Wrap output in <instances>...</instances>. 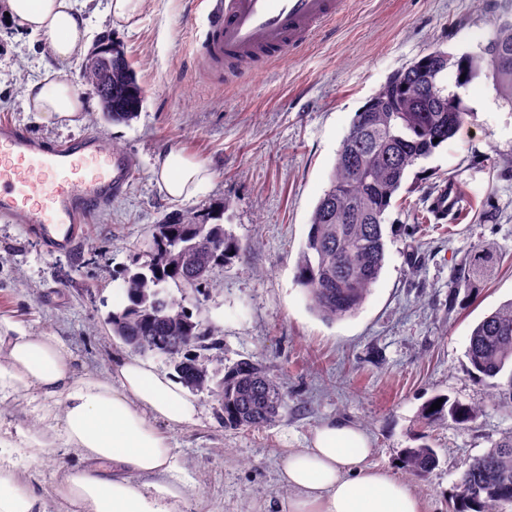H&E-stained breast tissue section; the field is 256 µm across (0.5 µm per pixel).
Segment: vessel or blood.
<instances>
[{
  "label": "vessel or blood",
  "mask_w": 512,
  "mask_h": 512,
  "mask_svg": "<svg viewBox=\"0 0 512 512\" xmlns=\"http://www.w3.org/2000/svg\"><path fill=\"white\" fill-rule=\"evenodd\" d=\"M344 0H210L199 55L215 69L248 71L306 43L339 15ZM131 164L125 154L88 139L49 144L29 130L0 126V217L22 225L49 251L76 252L80 219L111 204L126 189ZM457 189L431 199L436 214L455 213Z\"/></svg>",
  "instance_id": "b4317fda"
}]
</instances>
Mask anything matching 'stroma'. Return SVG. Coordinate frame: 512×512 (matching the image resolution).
Listing matches in <instances>:
<instances>
[{
  "instance_id": "stroma-1",
  "label": "stroma",
  "mask_w": 512,
  "mask_h": 512,
  "mask_svg": "<svg viewBox=\"0 0 512 512\" xmlns=\"http://www.w3.org/2000/svg\"><path fill=\"white\" fill-rule=\"evenodd\" d=\"M207 15V0H145L118 32L144 93L127 124L103 119L98 95L81 81V59L67 70L80 80L88 112L69 125L26 111L24 87L44 77L47 59L36 37L0 23V124L49 143L94 136L135 162L126 192L91 215L76 252L48 251L0 219V318L52 333L78 374L106 376L131 353L106 324L126 304L117 268L164 217L223 209L240 250L217 270L222 288L203 309L222 332L225 363L265 362L287 378L290 398L267 427L233 430L217 402L197 394L200 422L171 434L191 497L212 512H264L284 497V452L306 447L315 427L336 418L369 434L373 463L407 483L425 512H448L466 463L512 433V411L498 407L496 388L470 373L466 357L473 327L512 300V107L492 81L482 75L464 86L467 121L408 173L386 214L384 267L357 313L319 317L296 267L356 112L394 71L431 50L479 53L496 22L512 16V0H345L302 47L238 77L198 67ZM170 146L211 174L185 201L160 191L153 175L157 154ZM448 181L466 195V210L415 223L411 204ZM478 243L492 246L491 277L450 296L452 277ZM437 394L478 408L479 418L425 427L421 407ZM422 441L436 448L439 465L419 480L398 460Z\"/></svg>"
}]
</instances>
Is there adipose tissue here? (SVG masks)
Masks as SVG:
<instances>
[{"instance_id":"1","label":"adipose tissue","mask_w":512,"mask_h":512,"mask_svg":"<svg viewBox=\"0 0 512 512\" xmlns=\"http://www.w3.org/2000/svg\"><path fill=\"white\" fill-rule=\"evenodd\" d=\"M5 10L10 22L38 37L48 59L45 79L24 88L26 110L69 121L87 111L64 68L90 48L75 0H5ZM153 174L176 201L211 180L200 162L172 146L157 155ZM21 390L31 392V413L50 437L0 423V512H48L35 484L20 485L15 469L20 460L36 465L59 448L80 456L58 488L80 512H181L187 482L168 434L196 425L200 411L177 378L137 357L117 360L108 376H80L59 339L0 321V403ZM373 453L359 426L323 422L307 447L285 453L279 481L288 498L275 512H424L405 482L372 464Z\"/></svg>"}]
</instances>
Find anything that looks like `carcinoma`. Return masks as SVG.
Masks as SVG:
<instances>
[{"mask_svg":"<svg viewBox=\"0 0 512 512\" xmlns=\"http://www.w3.org/2000/svg\"><path fill=\"white\" fill-rule=\"evenodd\" d=\"M450 66L456 68L458 87L486 70L512 106V17L495 25L478 56L452 62L446 52L432 50L401 67L355 114L337 150L329 185L311 214L297 263L298 284L326 321L350 316L363 305L385 263L383 226L392 199L408 171L452 139L470 116L460 96L448 91ZM82 78L94 85L102 104L112 105L103 117L114 123L137 117L143 91L120 42L109 52H94ZM223 215L213 211L201 220L192 212L176 213L153 225L146 260L119 274L129 305L107 324L133 351L147 349L168 358L192 390L212 396L221 389L224 427L260 428L288 408L286 382L249 358L224 366L220 331L203 316L200 302L220 287L213 271L237 250L224 230ZM486 257V248L478 245L450 283L453 293L472 286ZM191 297L192 310L186 306ZM466 356L480 380L494 379L512 366V301L474 326ZM440 398L441 407L430 410ZM421 416L431 425L449 418L468 425L479 410L436 395L422 406ZM438 463L435 449L426 444L404 450L403 466L416 477ZM451 499L453 512H499L512 504V435L468 462Z\"/></svg>","mask_w":512,"mask_h":512,"instance_id":"carcinoma-1","label":"carcinoma"}]
</instances>
